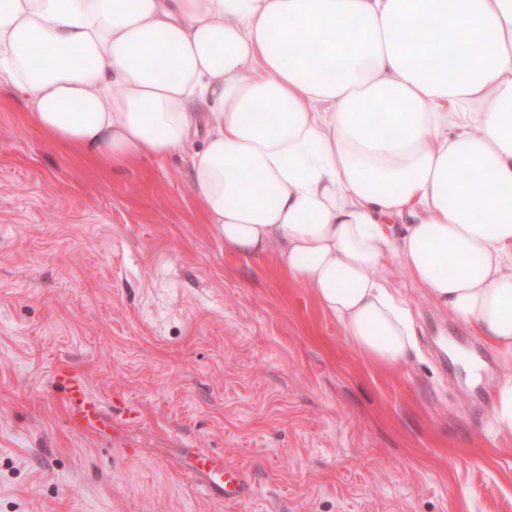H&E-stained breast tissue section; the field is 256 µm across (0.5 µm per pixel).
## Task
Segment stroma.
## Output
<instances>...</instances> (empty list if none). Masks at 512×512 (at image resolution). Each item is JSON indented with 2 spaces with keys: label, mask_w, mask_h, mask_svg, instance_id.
Listing matches in <instances>:
<instances>
[{
  "label": "stroma",
  "mask_w": 512,
  "mask_h": 512,
  "mask_svg": "<svg viewBox=\"0 0 512 512\" xmlns=\"http://www.w3.org/2000/svg\"><path fill=\"white\" fill-rule=\"evenodd\" d=\"M375 365L272 258L225 249L182 156L101 171L0 104V512H512L497 355L398 274ZM102 404L74 430L55 375ZM237 471L227 500L194 469Z\"/></svg>",
  "instance_id": "35a3bbf8"
}]
</instances>
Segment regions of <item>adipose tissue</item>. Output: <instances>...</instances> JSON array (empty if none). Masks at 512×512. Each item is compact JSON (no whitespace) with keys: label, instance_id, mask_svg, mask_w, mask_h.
<instances>
[{"label":"adipose tissue","instance_id":"1","mask_svg":"<svg viewBox=\"0 0 512 512\" xmlns=\"http://www.w3.org/2000/svg\"><path fill=\"white\" fill-rule=\"evenodd\" d=\"M0 87L103 169L190 150L225 248L386 369L417 352L404 272L497 351L512 431V0H0Z\"/></svg>","mask_w":512,"mask_h":512}]
</instances>
